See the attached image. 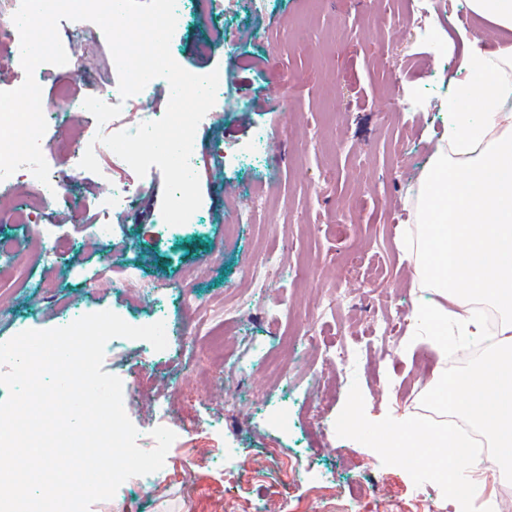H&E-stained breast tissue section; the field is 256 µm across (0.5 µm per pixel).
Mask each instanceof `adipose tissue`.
Instances as JSON below:
<instances>
[{"label":"adipose tissue","mask_w":512,"mask_h":512,"mask_svg":"<svg viewBox=\"0 0 512 512\" xmlns=\"http://www.w3.org/2000/svg\"><path fill=\"white\" fill-rule=\"evenodd\" d=\"M467 8L499 37L482 47L466 30L458 32L460 76L443 103L445 130L423 175L414 223L399 241L413 265L414 285L424 291L414 333L431 337L440 351L449 324L474 339L491 331L474 309L478 303L501 310L496 335H512V0H467ZM438 389L512 461V349L491 345L480 365L442 380ZM468 443L441 417L401 432L395 445L453 477L463 505L476 489L478 469Z\"/></svg>","instance_id":"adipose-tissue-1"}]
</instances>
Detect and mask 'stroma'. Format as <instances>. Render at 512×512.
Wrapping results in <instances>:
<instances>
[{
  "label": "stroma",
  "mask_w": 512,
  "mask_h": 512,
  "mask_svg": "<svg viewBox=\"0 0 512 512\" xmlns=\"http://www.w3.org/2000/svg\"><path fill=\"white\" fill-rule=\"evenodd\" d=\"M430 30L393 21L394 0H217L207 18L178 26L172 54L198 75L217 72L223 92L194 136L200 208L183 225L161 215L160 169L138 176L113 168L135 186L130 204L110 216L112 238L99 243L80 209L97 194V174L66 168V202L45 206L35 231L0 217L6 261L26 267L35 285H0V343L22 330L78 319L83 308L121 314L133 326L164 312L170 348L145 359L148 344L122 339L105 347L107 373L132 383L125 411L150 432L177 428L165 483L154 491L123 490L90 512H458L444 484L419 487L423 466L402 449L370 448L367 431L391 413L415 416L396 396L401 383L428 390L439 364H427L422 337L407 325L420 295L413 272L387 224H412L420 177L443 131V97L459 51L458 28L493 44L494 31L472 21L462 0H421ZM75 89L95 96L118 83L102 30L89 21H61ZM250 211L248 223L233 221ZM271 258L267 291L249 285L255 262ZM382 267L380 280L352 287L363 364L332 404L318 393L336 381V364L292 365L273 395L287 426L267 422L261 383L276 376L255 344L279 350L295 333L334 339L343 314L318 319L316 305L344 287L343 264ZM127 266L116 286L112 269ZM385 302L390 336L371 340ZM238 305L233 332L239 363L224 367L223 322ZM360 433L339 425L350 411ZM238 448L241 464H224Z\"/></svg>",
  "instance_id": "1"
}]
</instances>
